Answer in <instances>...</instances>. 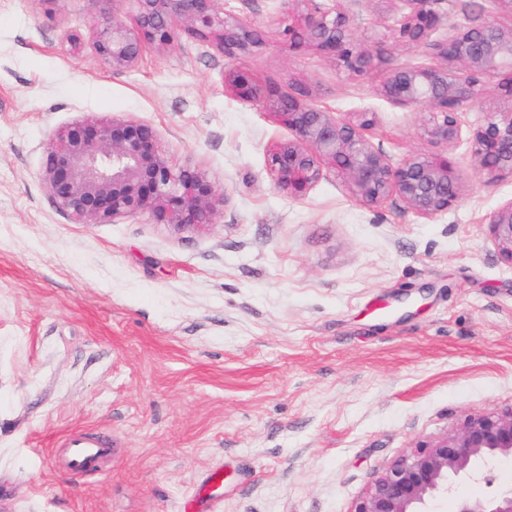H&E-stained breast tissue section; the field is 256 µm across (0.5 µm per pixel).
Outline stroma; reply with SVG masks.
<instances>
[{"mask_svg": "<svg viewBox=\"0 0 512 512\" xmlns=\"http://www.w3.org/2000/svg\"><path fill=\"white\" fill-rule=\"evenodd\" d=\"M263 38L228 57L180 36L131 68L92 44L108 0H0V512H353L371 482L467 415L512 406V266L489 232L512 180L485 185L467 144L449 157L458 203L426 219L368 206L326 171L303 198L275 188L288 140L269 108L224 89L248 70L282 95L306 85L391 163L434 152L427 115L307 47L283 0H223ZM452 23L512 25L497 0H435ZM387 66L432 67L386 40L405 0H346ZM82 118L152 124L173 164L223 190L215 224L148 217L74 224L41 178L50 133ZM106 435L101 470L58 459L69 434Z\"/></svg>", "mask_w": 512, "mask_h": 512, "instance_id": "35a3bbf8", "label": "stroma"}]
</instances>
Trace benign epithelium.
Segmentation results:
<instances>
[{"label": "benign epithelium", "mask_w": 512, "mask_h": 512, "mask_svg": "<svg viewBox=\"0 0 512 512\" xmlns=\"http://www.w3.org/2000/svg\"><path fill=\"white\" fill-rule=\"evenodd\" d=\"M136 12V27L107 22L94 34L101 59L114 69L139 60L147 43L169 44L180 21L190 37L233 56L259 43L256 29L216 7L217 0H123ZM293 11L288 36L339 62L358 77L371 74L376 57L358 43L353 20L327 7L315 13ZM409 11L390 30L406 48L426 47L444 61L439 67H390L379 93L393 105L423 106L429 117L422 132L436 148L427 157L411 155L393 165L365 137L374 124L368 112L339 122L311 100L300 86L280 97L257 85L249 73L225 76L238 99L262 103L292 138L273 147L268 172L273 184L303 198L324 172H338L361 202L376 205L392 195L416 214L431 218L453 206L461 178L448 158V146L461 136L459 114L472 107L486 113L468 137L475 175L486 185L512 179V27L495 21L478 26L447 24L441 40L432 39L441 18L433 0H405ZM493 82L494 100L485 82ZM42 180L56 209L74 224H109L117 218L150 216L178 230L215 223L225 196L199 169L174 165L154 127L131 119H82L52 132ZM497 252L512 266V200L490 221ZM512 457V407L473 414L450 433L419 443L377 476L353 512H429L436 498L466 481L493 485L491 464ZM457 512H512V486L496 487L483 498L460 497Z\"/></svg>", "instance_id": "benign-epithelium-1"}]
</instances>
